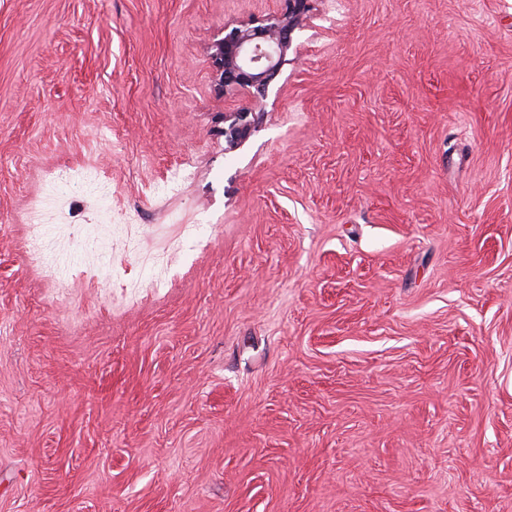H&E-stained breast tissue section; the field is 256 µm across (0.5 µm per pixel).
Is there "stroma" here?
<instances>
[{"label": "stroma", "instance_id": "1", "mask_svg": "<svg viewBox=\"0 0 512 512\" xmlns=\"http://www.w3.org/2000/svg\"><path fill=\"white\" fill-rule=\"evenodd\" d=\"M279 5L0 0V512H512V0H313L226 150ZM311 2L281 0L273 14L225 24L224 37L209 46L218 92L252 103L265 100L293 48L295 33L311 18ZM260 112L251 107L224 110V141L228 149H234L245 142L254 131L260 119ZM34 230L24 239L22 248L31 259H47L49 256L48 244L45 239L46 231L41 225L34 224ZM40 226V229L38 228Z\"/></svg>", "mask_w": 512, "mask_h": 512}]
</instances>
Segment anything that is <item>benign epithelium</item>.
Wrapping results in <instances>:
<instances>
[{
  "label": "benign epithelium",
  "instance_id": "obj_1",
  "mask_svg": "<svg viewBox=\"0 0 512 512\" xmlns=\"http://www.w3.org/2000/svg\"><path fill=\"white\" fill-rule=\"evenodd\" d=\"M311 10L312 0H280L272 14L225 24L224 36L209 46L218 92L252 103L265 100L293 48L295 33L310 20ZM259 119L260 113L251 107L224 112L227 148L245 142Z\"/></svg>",
  "mask_w": 512,
  "mask_h": 512
}]
</instances>
